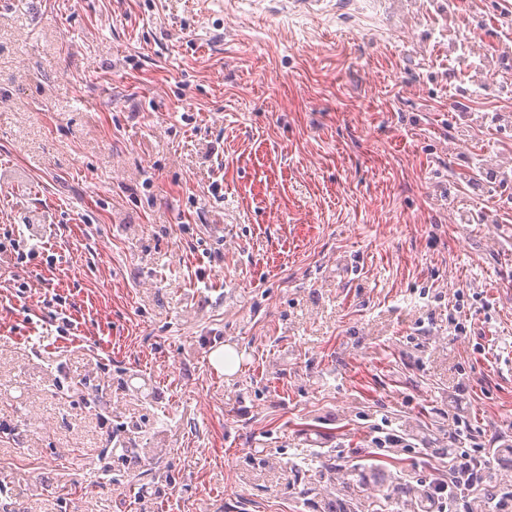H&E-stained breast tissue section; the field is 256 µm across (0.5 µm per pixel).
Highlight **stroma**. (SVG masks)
Returning a JSON list of instances; mask_svg holds the SVG:
<instances>
[{"label": "stroma", "mask_w": 512, "mask_h": 512, "mask_svg": "<svg viewBox=\"0 0 512 512\" xmlns=\"http://www.w3.org/2000/svg\"><path fill=\"white\" fill-rule=\"evenodd\" d=\"M502 2L0 0V512H316L314 451L389 512L449 401L512 436V97L448 56ZM382 425L377 424L372 429L370 443L372 448L380 451H387L389 448H419L418 444L409 443L407 439L402 438L396 431L389 429L387 421H381Z\"/></svg>", "instance_id": "1"}]
</instances>
